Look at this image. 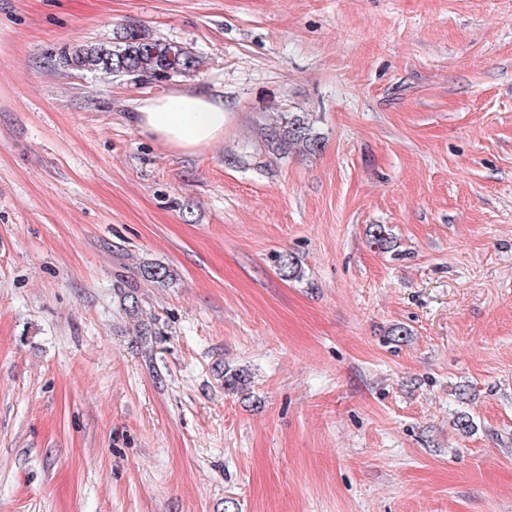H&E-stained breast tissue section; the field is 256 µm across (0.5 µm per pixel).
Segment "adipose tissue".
I'll list each match as a JSON object with an SVG mask.
<instances>
[{"instance_id":"obj_1","label":"adipose tissue","mask_w":512,"mask_h":512,"mask_svg":"<svg viewBox=\"0 0 512 512\" xmlns=\"http://www.w3.org/2000/svg\"><path fill=\"white\" fill-rule=\"evenodd\" d=\"M133 123L145 137L177 153H197L224 137V101L194 89L138 100Z\"/></svg>"}]
</instances>
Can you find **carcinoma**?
<instances>
[{
	"label": "carcinoma",
	"mask_w": 512,
	"mask_h": 512,
	"mask_svg": "<svg viewBox=\"0 0 512 512\" xmlns=\"http://www.w3.org/2000/svg\"><path fill=\"white\" fill-rule=\"evenodd\" d=\"M200 58L185 46L153 37L141 25L129 24L110 44L78 46L63 51L59 66L64 69L87 71L105 80L110 67L123 68L122 76L150 81L168 80L174 75H189L200 68ZM271 145L276 150H298L315 152L319 148L320 136L305 115H290L270 134ZM371 242L381 249L390 247L391 241L382 224H373L368 229ZM279 272L286 278H296L301 267L298 259L290 253L278 257ZM141 276L153 283L163 284L169 271L162 266H147Z\"/></svg>",
	"instance_id": "1"
}]
</instances>
